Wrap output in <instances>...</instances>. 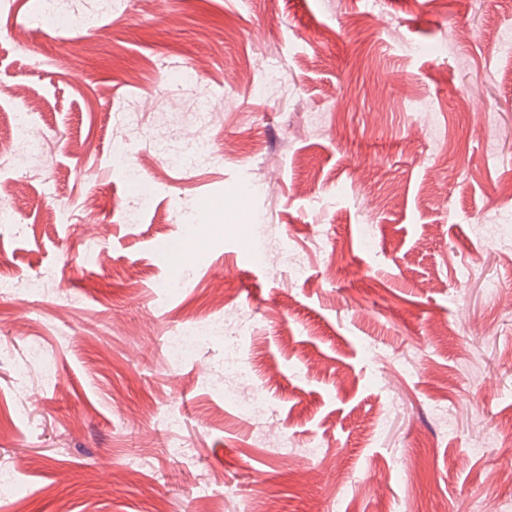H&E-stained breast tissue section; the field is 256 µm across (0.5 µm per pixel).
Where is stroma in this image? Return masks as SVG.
<instances>
[{"mask_svg":"<svg viewBox=\"0 0 512 512\" xmlns=\"http://www.w3.org/2000/svg\"><path fill=\"white\" fill-rule=\"evenodd\" d=\"M42 5L0 0V140L25 111L48 139L35 169L0 160V464L24 486L0 512H512L482 493L512 463V236L488 235L512 209V0ZM161 137L209 151L171 169ZM216 288L251 322L266 422L225 401L222 339L167 361Z\"/></svg>","mask_w":512,"mask_h":512,"instance_id":"stroma-1","label":"stroma"}]
</instances>
